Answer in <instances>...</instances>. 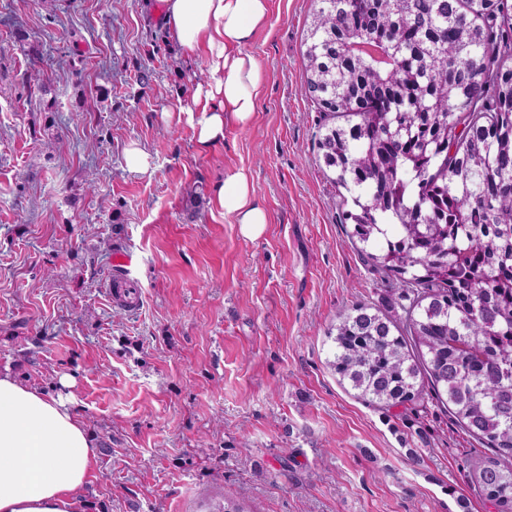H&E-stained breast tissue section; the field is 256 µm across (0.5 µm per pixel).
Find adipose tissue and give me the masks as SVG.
I'll use <instances>...</instances> for the list:
<instances>
[{
	"label": "adipose tissue",
	"mask_w": 512,
	"mask_h": 512,
	"mask_svg": "<svg viewBox=\"0 0 512 512\" xmlns=\"http://www.w3.org/2000/svg\"><path fill=\"white\" fill-rule=\"evenodd\" d=\"M165 22L183 55L204 59L211 79L197 87V143L248 125L261 93L260 67L247 52L267 17L268 0H163ZM243 233L267 222L248 175L228 176L219 194ZM98 450L70 400L0 372V512H84V490Z\"/></svg>",
	"instance_id": "obj_1"
}]
</instances>
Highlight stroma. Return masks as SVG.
Masks as SVG:
<instances>
[{
	"label": "stroma",
	"instance_id": "35a3bbf8",
	"mask_svg": "<svg viewBox=\"0 0 512 512\" xmlns=\"http://www.w3.org/2000/svg\"><path fill=\"white\" fill-rule=\"evenodd\" d=\"M310 11L269 0L257 112L203 149L210 74L161 0H0V370L73 399L100 449L86 512H486L485 450L446 407L365 404L328 364L337 312L385 301L317 159ZM238 170L256 238L217 201ZM117 250L140 310L104 291Z\"/></svg>",
	"mask_w": 512,
	"mask_h": 512
}]
</instances>
